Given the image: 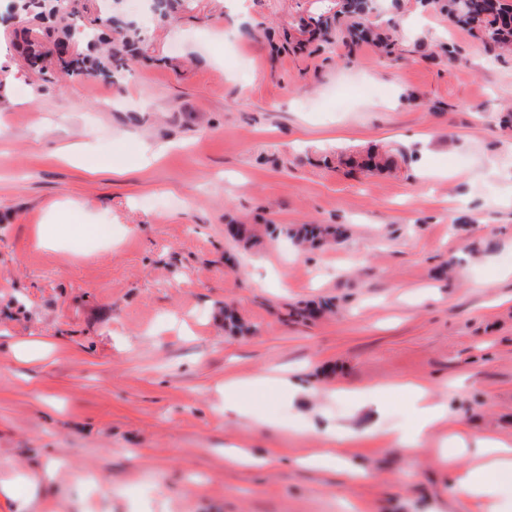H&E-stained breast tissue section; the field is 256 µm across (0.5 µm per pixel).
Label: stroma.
<instances>
[{
    "instance_id": "obj_1",
    "label": "stroma",
    "mask_w": 512,
    "mask_h": 512,
    "mask_svg": "<svg viewBox=\"0 0 512 512\" xmlns=\"http://www.w3.org/2000/svg\"><path fill=\"white\" fill-rule=\"evenodd\" d=\"M335 3L183 0L168 26L119 0L144 52L109 84L26 69L0 24V481L34 484L29 512H481L458 487L473 452L443 458L453 431L512 442V57L419 0L370 16L404 61L272 55ZM370 145L410 161H321ZM268 219L346 237L245 251L226 232ZM319 299L334 310L288 321ZM228 305L251 334L225 330ZM259 376L297 398L225 415V381ZM403 380L448 409L415 454L386 436L405 402L368 400ZM326 448L335 466L313 464Z\"/></svg>"
}]
</instances>
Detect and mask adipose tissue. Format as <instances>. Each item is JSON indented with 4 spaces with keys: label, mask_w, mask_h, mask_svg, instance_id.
<instances>
[{
    "label": "adipose tissue",
    "mask_w": 512,
    "mask_h": 512,
    "mask_svg": "<svg viewBox=\"0 0 512 512\" xmlns=\"http://www.w3.org/2000/svg\"><path fill=\"white\" fill-rule=\"evenodd\" d=\"M392 395L401 396L413 413V420L404 431V439L409 449H417L421 436L430 425L446 416L447 411L433 400L427 384L416 381L375 387L370 399L380 405ZM478 444L484 459L468 471L460 487L470 496L485 499L496 495L505 485L512 484V444L488 435L479 438Z\"/></svg>",
    "instance_id": "ef3b65f1"
}]
</instances>
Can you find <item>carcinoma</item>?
<instances>
[{
	"label": "carcinoma",
	"instance_id": "1",
	"mask_svg": "<svg viewBox=\"0 0 512 512\" xmlns=\"http://www.w3.org/2000/svg\"><path fill=\"white\" fill-rule=\"evenodd\" d=\"M426 3L448 14L456 22L479 33L486 52L494 59L512 53V25L508 15H512V4L498 0L496 9L489 8L487 0H426ZM179 0H156L155 15L162 21L177 20ZM20 16L26 22L45 25V44L30 47L26 61L39 66L48 49L59 51L56 66L59 71L71 78L97 77L112 80L126 69L128 62L141 50V33L130 22L111 14L106 17L111 27L121 34V41L102 51L94 43L95 32L85 30L81 36L87 41L86 50L66 54L64 47L73 41L78 15L72 10L69 0H18ZM374 10V0H340L338 9L331 15L310 19L306 26L283 31V42L278 50L301 49L311 42L317 43L316 50L332 47L337 38L343 41L366 40L376 42L386 58L395 56L396 43L390 37L375 31L370 22ZM390 151L374 148L366 151L355 161L338 157V163H352L366 169H378ZM228 234L233 240L250 248L257 243V237L245 224H230ZM269 234L291 240L300 249H316L336 241L338 229L331 224H295L291 227H272Z\"/></svg>",
	"mask_w": 512,
	"mask_h": 512
}]
</instances>
